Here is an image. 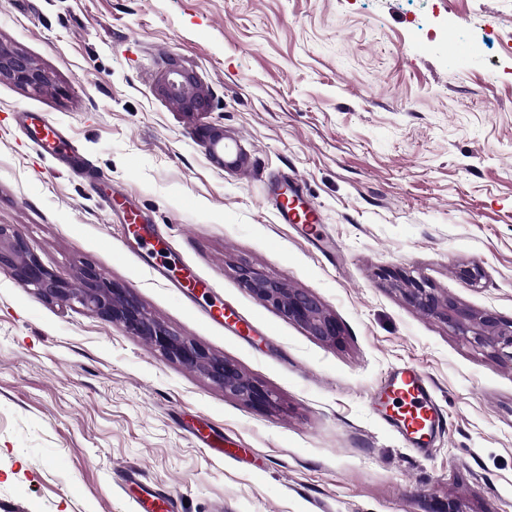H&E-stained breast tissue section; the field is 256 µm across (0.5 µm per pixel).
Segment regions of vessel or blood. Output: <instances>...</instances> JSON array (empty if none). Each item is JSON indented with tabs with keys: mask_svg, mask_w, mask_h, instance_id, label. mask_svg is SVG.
I'll return each instance as SVG.
<instances>
[{
	"mask_svg": "<svg viewBox=\"0 0 512 512\" xmlns=\"http://www.w3.org/2000/svg\"><path fill=\"white\" fill-rule=\"evenodd\" d=\"M25 129L34 144L52 157L67 162L71 171L88 182H95L96 175L87 159L67 141L62 131L45 122H33L30 113H23ZM278 218L284 224L301 225L306 236L318 235L321 217L317 210L305 206L295 188L281 192L278 200ZM128 230L152 271L168 280L173 288L185 297H193L196 291L210 290V282L201 279L194 269H181L171 274L165 264L168 246L151 227L138 224L136 214H129ZM213 324L230 329L233 335H250L251 326L241 325L233 313L223 305H212L206 312ZM376 408L382 412L387 424L397 431L405 442L418 451L432 447L435 431L441 420L432 390L425 375L413 364L395 368L374 397ZM138 512H169L170 500L149 486H141L135 499Z\"/></svg>",
	"mask_w": 512,
	"mask_h": 512,
	"instance_id": "b4317fda",
	"label": "vessel or blood"
}]
</instances>
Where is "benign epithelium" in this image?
<instances>
[{
  "label": "benign epithelium",
  "instance_id": "benign-epithelium-1",
  "mask_svg": "<svg viewBox=\"0 0 512 512\" xmlns=\"http://www.w3.org/2000/svg\"><path fill=\"white\" fill-rule=\"evenodd\" d=\"M0 80L39 91L50 82L48 74L14 45L0 40ZM157 93L174 101L188 116H202L212 110L211 98L200 86L196 75L171 59L156 87ZM6 239V251H0V267L10 270L20 284L39 294L65 301L77 300L97 315L121 326L128 334L148 341L169 360L195 370L214 384L248 405L258 408L273 404L272 394L246 378L238 365L210 355L199 344L169 330L151 317L130 295L124 285L102 274L85 271L81 287L69 283L41 265L31 245L19 236H9L0 225V240ZM243 284L262 302L270 305L290 321L304 326L311 335L336 344L342 329L314 296L288 289L282 283L250 266L239 269ZM406 299L423 314L438 319L453 331L481 347L498 351L512 348V322L504 323L491 313L462 305L456 299L441 298L434 289L409 281L404 288Z\"/></svg>",
  "mask_w": 512,
  "mask_h": 512
}]
</instances>
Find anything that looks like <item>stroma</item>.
I'll list each match as a JSON object with an SVG mask.
<instances>
[{
  "label": "stroma",
  "mask_w": 512,
  "mask_h": 512,
  "mask_svg": "<svg viewBox=\"0 0 512 512\" xmlns=\"http://www.w3.org/2000/svg\"><path fill=\"white\" fill-rule=\"evenodd\" d=\"M0 40L51 78L0 80V225L72 287L88 266L124 284L275 399L248 406L0 269V512H136L142 483L172 512H512V351L457 336L392 280L512 321V0H0ZM172 57L210 93L204 118L157 94ZM25 110L64 129L102 190L26 138ZM202 122L242 166L212 156ZM288 182L322 239L279 223ZM127 209L216 295L189 303L155 278ZM473 264L478 280L459 277ZM243 265L316 296L340 343L260 301ZM217 296L257 334L205 320ZM407 362L446 421L425 455L369 404Z\"/></svg>",
  "instance_id": "1"
}]
</instances>
